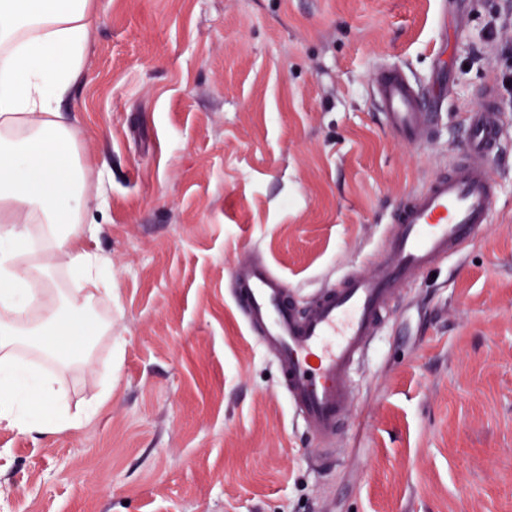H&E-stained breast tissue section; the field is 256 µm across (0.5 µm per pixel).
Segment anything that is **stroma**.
I'll return each instance as SVG.
<instances>
[{"mask_svg": "<svg viewBox=\"0 0 512 512\" xmlns=\"http://www.w3.org/2000/svg\"><path fill=\"white\" fill-rule=\"evenodd\" d=\"M60 108L102 204L89 246L111 336L47 337L70 413L0 424V512H512V0H95ZM425 93L415 141L374 107L379 69ZM494 90L483 233L398 290L351 373L341 428L303 432L237 306L260 258L298 309L370 275L390 217L461 154Z\"/></svg>", "mask_w": 512, "mask_h": 512, "instance_id": "obj_1", "label": "stroma"}]
</instances>
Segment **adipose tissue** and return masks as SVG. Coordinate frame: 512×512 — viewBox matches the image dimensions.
<instances>
[{
    "mask_svg": "<svg viewBox=\"0 0 512 512\" xmlns=\"http://www.w3.org/2000/svg\"><path fill=\"white\" fill-rule=\"evenodd\" d=\"M93 0H0V423L19 431L79 427L60 374L38 373L17 355L36 327L80 341L112 322L85 285L111 295L109 259L86 248L92 196L76 132L59 105L84 73L97 24ZM61 62H53L51 52ZM63 267L72 285L46 271ZM37 395L46 410L27 404Z\"/></svg>",
    "mask_w": 512,
    "mask_h": 512,
    "instance_id": "adipose-tissue-1",
    "label": "adipose tissue"
}]
</instances>
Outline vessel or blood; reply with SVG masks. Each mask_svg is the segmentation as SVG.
<instances>
[{"label":"vessel or blood","mask_w":512,"mask_h":512,"mask_svg":"<svg viewBox=\"0 0 512 512\" xmlns=\"http://www.w3.org/2000/svg\"><path fill=\"white\" fill-rule=\"evenodd\" d=\"M375 106L401 140L429 127L426 97L400 70L381 69ZM501 135L494 98L470 113L465 149L447 175L417 192L393 217L396 230L369 276L348 274L341 287L322 290L298 312L284 281L265 263L235 272L237 300L251 331L277 362L280 383L303 428L329 442L351 399L350 372L368 352L389 303L402 284L437 260L457 253L487 224L497 188L488 159Z\"/></svg>","instance_id":"obj_1"}]
</instances>
